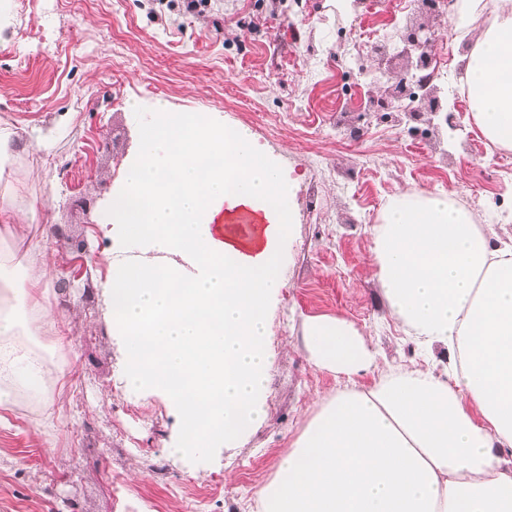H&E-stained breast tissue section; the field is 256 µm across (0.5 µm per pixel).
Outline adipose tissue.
Here are the masks:
<instances>
[{"mask_svg":"<svg viewBox=\"0 0 512 512\" xmlns=\"http://www.w3.org/2000/svg\"><path fill=\"white\" fill-rule=\"evenodd\" d=\"M489 16L461 56L469 109L484 137L512 149V0ZM138 158L112 197L111 235L178 255L198 272L151 259L111 262L112 325L126 341V381L165 390L183 454L238 439L265 415L267 309L280 286L290 184L251 146L248 131L190 122L157 102ZM267 220L253 240L224 237L226 210ZM373 262L392 315L447 351L443 369L388 368L366 388L353 378L379 355L348 320L303 323L312 364L345 385L281 456L260 487L263 512H512V243L487 234L445 194L411 190L388 202ZM30 268L0 276V408L18 387L40 388L43 361L17 336L55 313Z\"/></svg>","mask_w":512,"mask_h":512,"instance_id":"adipose-tissue-1","label":"adipose tissue"}]
</instances>
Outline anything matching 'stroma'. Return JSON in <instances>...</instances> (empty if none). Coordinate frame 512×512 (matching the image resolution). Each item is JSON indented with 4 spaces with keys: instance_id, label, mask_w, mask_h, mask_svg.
<instances>
[{
    "instance_id": "stroma-1",
    "label": "stroma",
    "mask_w": 512,
    "mask_h": 512,
    "mask_svg": "<svg viewBox=\"0 0 512 512\" xmlns=\"http://www.w3.org/2000/svg\"><path fill=\"white\" fill-rule=\"evenodd\" d=\"M434 25L455 54L467 44L417 0H0V130L14 153L0 179L21 208L39 209L24 237L0 232L5 273L49 268L43 297L60 316L36 343L64 389H49L52 443L19 394L0 424V512H262L256 491L341 380L308 359L311 316L352 322L381 367H426L414 337L391 315L372 263L387 201L412 188L472 195L496 237H512L499 199H512V165L477 129L449 63L440 92L462 124L421 135L398 114L369 111L391 85L360 34L401 44ZM248 130L294 186L290 237L280 246L281 286L269 315L271 367L265 419L234 443L173 456L176 411L162 391L125 387L124 342L114 335L105 260L106 201L122 184L157 101ZM347 113L363 129L346 139ZM48 140L50 151L38 149Z\"/></svg>"
}]
</instances>
